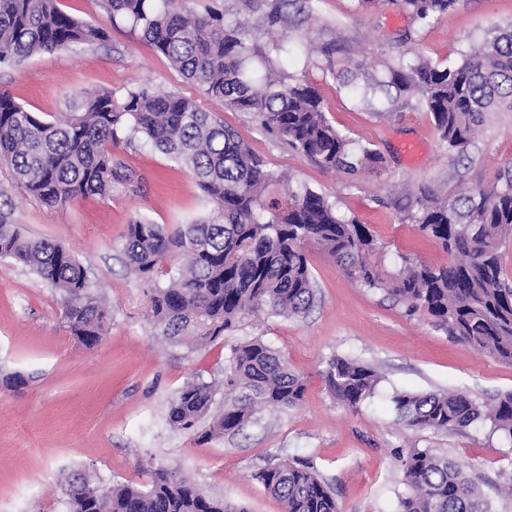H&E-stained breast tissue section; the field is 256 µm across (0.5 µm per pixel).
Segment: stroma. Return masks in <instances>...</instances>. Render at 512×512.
<instances>
[{
  "label": "stroma",
  "instance_id": "obj_1",
  "mask_svg": "<svg viewBox=\"0 0 512 512\" xmlns=\"http://www.w3.org/2000/svg\"><path fill=\"white\" fill-rule=\"evenodd\" d=\"M192 10H215L248 29L250 47L318 91L330 122L359 144L382 153L386 171L351 177L320 168L266 130L249 112L225 109L184 79L168 59L126 22H111L100 0H60L65 12L107 27V41L43 52L16 66H0V92L42 120L54 121L71 100L91 90L144 87L193 98L217 113L268 167L335 203L366 224L382 244L375 261L391 276L403 257L434 265L448 256L404 220L421 189L440 194L458 184L491 187L512 162V112H492L467 160H451L428 112L405 99L376 93L360 103L335 71L349 68L358 86L384 77L405 51L400 38L416 35V51L444 67L461 62L496 25L512 23V0H458L423 25L396 6L358 0H188ZM285 7L287 18L268 26ZM420 144L408 160L404 143ZM133 179L110 199L76 198L48 207L12 192L13 217L23 234L65 245L90 271L106 301V334L95 347L72 336L60 293L32 271L0 260V512H67L65 476L83 472L105 490L146 485L149 468L187 478L209 495L249 512H283L254 475L268 462L299 458L336 496L341 512H395L403 493L398 451L432 448L463 468L492 512H512L501 487L512 482V444L486 425L461 430L410 428L390 406L396 390L462 391L490 402L512 392V365L480 354L449 336L434 319L408 315L385 290L358 285L320 249L309 247L315 282L310 311L286 319L248 315L203 345L163 336L149 318V284L126 266L121 236L129 222L186 224L211 206L192 172L150 145L112 148ZM259 339L286 356L307 382L297 407L265 410L240 432L198 441L172 428L170 402L193 378L222 381L234 345ZM351 357L382 375L374 398L349 409L320 375L330 358Z\"/></svg>",
  "mask_w": 512,
  "mask_h": 512
}]
</instances>
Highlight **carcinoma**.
<instances>
[{
  "mask_svg": "<svg viewBox=\"0 0 512 512\" xmlns=\"http://www.w3.org/2000/svg\"><path fill=\"white\" fill-rule=\"evenodd\" d=\"M458 0H391L428 22ZM111 21L124 20L162 53L173 68L208 98L227 109L251 112L263 126L322 168L350 176H378L385 157L358 145L328 120L321 97L306 81L278 71L252 50L239 27L224 15L195 14L186 0H101ZM107 40V31L69 15L58 0H0V64L72 45ZM400 95L430 113L448 155H468L487 114L512 112V24L492 29L458 65L440 68L423 57L387 66ZM142 140L187 166L204 192L207 217L174 228L134 219L122 235L126 264L153 285L150 317L170 340L199 326L215 339L242 315L265 311L299 317L314 299L306 247L313 245L367 288L383 289L411 315L423 313L448 334L497 361L512 364V281L501 249L512 238V165L499 169L490 188H460L440 196L422 191L407 215L417 231L448 253L446 265L404 258L391 280L369 261L379 249L369 228L337 214L333 204L305 185L292 184L267 167L240 136L192 98L146 88L94 91L72 111L46 122L0 93V162L12 183L43 204L62 206L75 197H112L130 184L109 146ZM284 187V199L267 198ZM186 258L178 276L161 287L158 274ZM0 259L29 267L59 290L72 335L92 346L104 335L108 311L91 290L89 271L61 244L23 235L13 219L8 190L0 186ZM322 377L344 406L358 408L374 397L382 376L355 358L330 359ZM224 413L201 434L208 440L235 433L260 411L291 408L302 399L305 378L288 359L260 340L231 349L224 367ZM214 385L194 380L173 399L168 422L188 433L213 404ZM397 418L409 427L459 430L475 422L512 441V392L492 404L459 391H396ZM406 492L398 512H490L463 469L431 448L397 456ZM283 512H340L329 487L299 459L268 465L255 474ZM67 512H247L208 496L201 487L161 469L146 488L121 484L101 490L73 473L65 484Z\"/></svg>",
  "mask_w": 512,
  "mask_h": 512,
  "instance_id": "cac0c4a2",
  "label": "carcinoma"
}]
</instances>
